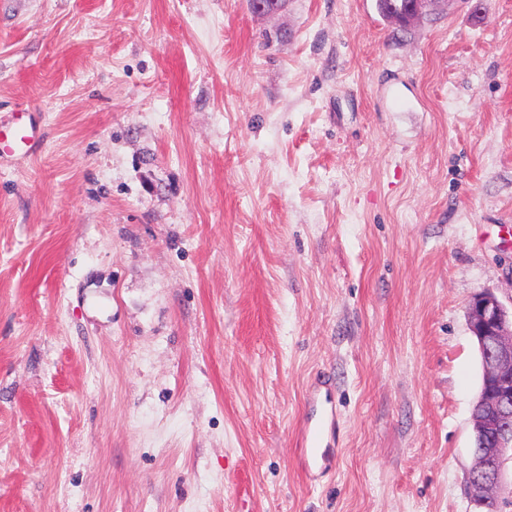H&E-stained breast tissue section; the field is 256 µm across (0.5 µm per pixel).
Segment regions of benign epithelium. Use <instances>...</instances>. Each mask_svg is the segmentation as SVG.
<instances>
[{
  "label": "benign epithelium",
  "instance_id": "7a95c632",
  "mask_svg": "<svg viewBox=\"0 0 512 512\" xmlns=\"http://www.w3.org/2000/svg\"><path fill=\"white\" fill-rule=\"evenodd\" d=\"M458 4L476 8L473 0H412L401 13L391 14L408 27L424 16L450 10ZM469 331L476 339L483 367L481 389L473 407L475 466L468 475L472 503L485 508L497 503L493 490L503 481L512 459V310L489 289L474 295L467 305Z\"/></svg>",
  "mask_w": 512,
  "mask_h": 512
}]
</instances>
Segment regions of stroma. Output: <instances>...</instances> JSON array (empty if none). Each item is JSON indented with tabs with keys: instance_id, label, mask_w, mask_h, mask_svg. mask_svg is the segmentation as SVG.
I'll use <instances>...</instances> for the list:
<instances>
[{
	"instance_id": "35a3bbf8",
	"label": "stroma",
	"mask_w": 512,
	"mask_h": 512,
	"mask_svg": "<svg viewBox=\"0 0 512 512\" xmlns=\"http://www.w3.org/2000/svg\"><path fill=\"white\" fill-rule=\"evenodd\" d=\"M0 0V512H475L512 301V0ZM334 378L336 444L296 431ZM412 2L401 13L390 14L401 27H408L419 21L424 16L440 10H450L454 5L469 4L471 9L477 6L473 4V0H411ZM23 117V114L18 116L10 138L0 130V159L5 155V150H13L14 152L17 150L25 154L34 141V129L25 125ZM469 331L476 339L483 367L481 389L473 407L475 466L468 475L472 503L488 511L497 503L493 490L503 481L512 459V301L510 311L490 289L467 305Z\"/></svg>"
}]
</instances>
